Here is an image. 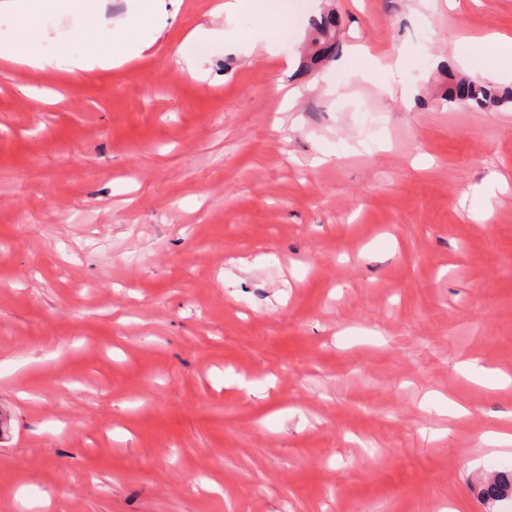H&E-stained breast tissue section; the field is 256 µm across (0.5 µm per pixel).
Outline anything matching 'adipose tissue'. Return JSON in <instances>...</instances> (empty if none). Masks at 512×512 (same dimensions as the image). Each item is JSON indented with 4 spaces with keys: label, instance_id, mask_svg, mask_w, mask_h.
Returning <instances> with one entry per match:
<instances>
[{
    "label": "adipose tissue",
    "instance_id": "1",
    "mask_svg": "<svg viewBox=\"0 0 512 512\" xmlns=\"http://www.w3.org/2000/svg\"><path fill=\"white\" fill-rule=\"evenodd\" d=\"M104 4L105 0H0V15L5 16L8 26L7 35H0V61L75 74L140 58L156 42L167 18L163 0H136L125 16L112 19L106 18ZM70 10L91 15L101 40L83 55L74 54L65 43L57 44L53 52H45L42 17ZM458 56L469 71L512 75V38H497L493 55H484L479 48L470 46L459 50Z\"/></svg>",
    "mask_w": 512,
    "mask_h": 512
}]
</instances>
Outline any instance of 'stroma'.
I'll list each match as a JSON object with an SVG mask.
<instances>
[{
  "label": "stroma",
  "instance_id": "35a3bbf8",
  "mask_svg": "<svg viewBox=\"0 0 512 512\" xmlns=\"http://www.w3.org/2000/svg\"><path fill=\"white\" fill-rule=\"evenodd\" d=\"M217 2L119 68L0 63V512H512V103L444 99L512 0H288L198 80ZM329 9L390 89L289 68ZM221 36L225 40L224 30L198 26L185 37L179 47L178 55L180 60L188 66L191 73L200 69L199 64L207 56V49L213 41ZM404 66V59L399 51L396 57H389L385 62L376 60L371 71L370 79H383L386 86L390 88L388 79L392 78L395 72H399Z\"/></svg>",
  "mask_w": 512,
  "mask_h": 512
}]
</instances>
